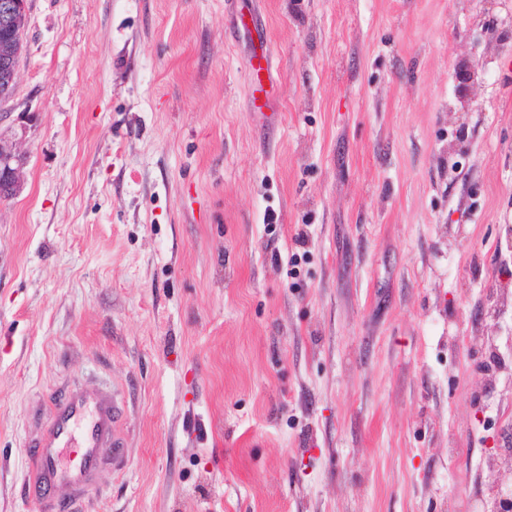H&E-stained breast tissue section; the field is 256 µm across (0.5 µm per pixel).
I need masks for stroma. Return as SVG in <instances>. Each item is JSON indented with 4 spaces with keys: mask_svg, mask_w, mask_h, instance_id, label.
Returning a JSON list of instances; mask_svg holds the SVG:
<instances>
[{
    "mask_svg": "<svg viewBox=\"0 0 512 512\" xmlns=\"http://www.w3.org/2000/svg\"><path fill=\"white\" fill-rule=\"evenodd\" d=\"M0 108V512L98 387L125 466L79 512L512 490V0H28ZM18 144V138H8L0 133V189L11 197L19 195L24 187L22 170L25 155Z\"/></svg>",
    "mask_w": 512,
    "mask_h": 512,
    "instance_id": "obj_1",
    "label": "stroma"
}]
</instances>
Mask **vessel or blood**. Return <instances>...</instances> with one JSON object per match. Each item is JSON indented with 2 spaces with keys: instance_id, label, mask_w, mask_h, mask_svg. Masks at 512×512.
Here are the masks:
<instances>
[{
  "instance_id": "1",
  "label": "vessel or blood",
  "mask_w": 512,
  "mask_h": 512,
  "mask_svg": "<svg viewBox=\"0 0 512 512\" xmlns=\"http://www.w3.org/2000/svg\"><path fill=\"white\" fill-rule=\"evenodd\" d=\"M115 429V408L98 393H76L56 406L40 434L39 451L27 475L44 512H53L57 489H69L75 499L84 493L101 467Z\"/></svg>"
}]
</instances>
